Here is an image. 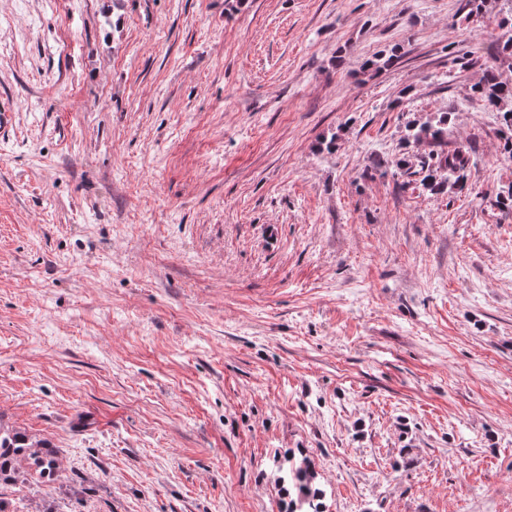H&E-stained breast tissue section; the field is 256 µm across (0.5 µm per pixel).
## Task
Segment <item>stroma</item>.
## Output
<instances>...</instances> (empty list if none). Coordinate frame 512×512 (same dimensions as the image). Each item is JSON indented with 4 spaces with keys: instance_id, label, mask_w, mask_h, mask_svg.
<instances>
[{
    "instance_id": "obj_1",
    "label": "stroma",
    "mask_w": 512,
    "mask_h": 512,
    "mask_svg": "<svg viewBox=\"0 0 512 512\" xmlns=\"http://www.w3.org/2000/svg\"><path fill=\"white\" fill-rule=\"evenodd\" d=\"M459 6L0 0V426L61 457L23 512H284L305 455L327 512H512V9ZM443 114L462 187L374 171ZM475 92L486 105L498 112L501 125L512 131V84L501 80L494 70L485 69Z\"/></svg>"
}]
</instances>
